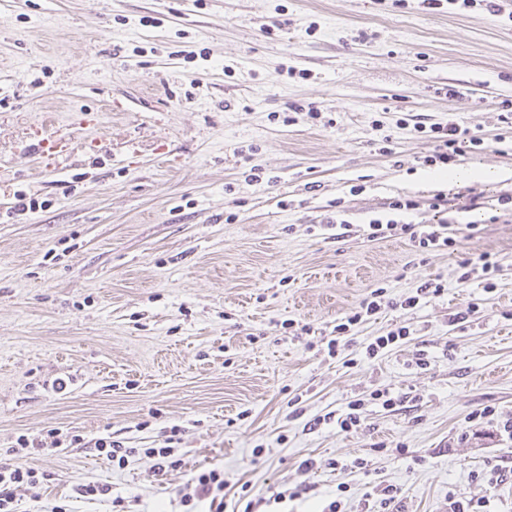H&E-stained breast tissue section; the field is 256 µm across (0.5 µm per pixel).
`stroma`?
<instances>
[{
  "mask_svg": "<svg viewBox=\"0 0 512 512\" xmlns=\"http://www.w3.org/2000/svg\"><path fill=\"white\" fill-rule=\"evenodd\" d=\"M500 4L0 0V463L45 475L17 512H185L214 467L255 512H323L340 484L345 512L389 484L399 512L452 499L512 512V437L497 428L512 418V0ZM448 121L484 140L452 176L424 163L428 126ZM39 128L64 151L27 150ZM476 169L499 175L463 178ZM461 189L485 208H459ZM19 191L45 208L11 212ZM403 198L418 209H390ZM374 219L461 234L455 251L422 253L368 239ZM464 252L498 257L493 291L460 282ZM435 278L441 296L392 308ZM379 287L386 305L329 352ZM401 326L407 339L356 360ZM384 389L400 405L367 404L340 429L350 400ZM486 407L493 419L472 420ZM51 430L60 450H18ZM107 436L124 465L98 455ZM166 446L183 464L160 474L147 451ZM89 483L110 492L78 496Z\"/></svg>",
  "mask_w": 512,
  "mask_h": 512,
  "instance_id": "35a3bbf8",
  "label": "stroma"
}]
</instances>
